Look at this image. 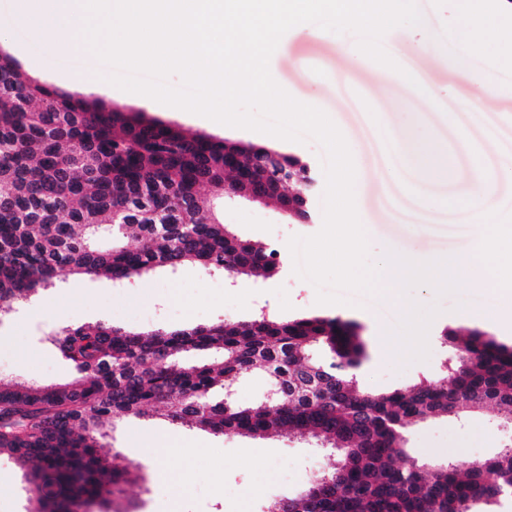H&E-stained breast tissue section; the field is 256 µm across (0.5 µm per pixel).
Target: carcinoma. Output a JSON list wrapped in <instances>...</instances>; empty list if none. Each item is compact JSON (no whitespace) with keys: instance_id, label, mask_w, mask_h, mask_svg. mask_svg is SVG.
Wrapping results in <instances>:
<instances>
[{"instance_id":"cac0c4a2","label":"carcinoma","mask_w":512,"mask_h":512,"mask_svg":"<svg viewBox=\"0 0 512 512\" xmlns=\"http://www.w3.org/2000/svg\"><path fill=\"white\" fill-rule=\"evenodd\" d=\"M234 151L246 183L224 167ZM268 149L188 133L41 84L0 56V315L61 275L115 282L188 264L235 278L279 273L276 253L220 218L224 191L261 193L298 211L309 163ZM137 240L134 248L125 239ZM361 324L336 317L249 320L135 333L106 323L63 327L52 341L75 377L55 386L0 378V454L23 470L45 512H130L117 504L138 466L109 442L114 419L160 412L215 434L281 430L332 449L288 512H475L512 495V448L482 463L408 458L405 429L492 407L512 422V345L479 329L446 328L454 355L442 378L387 392L358 385ZM211 352L186 364L187 353ZM259 373L277 390L249 406L215 399Z\"/></svg>"}]
</instances>
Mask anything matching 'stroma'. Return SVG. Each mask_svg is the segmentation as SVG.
<instances>
[{
	"label": "stroma",
	"instance_id": "1",
	"mask_svg": "<svg viewBox=\"0 0 512 512\" xmlns=\"http://www.w3.org/2000/svg\"><path fill=\"white\" fill-rule=\"evenodd\" d=\"M421 8L426 26L401 27L391 52L401 67L414 70L421 94L396 81L392 70L370 64L366 55H347L345 49L355 39L349 32L336 34L316 26L306 33L289 30L270 59L276 82L296 100L325 111L352 145L356 206L376 263L390 250L424 262L470 248L483 226L468 218L463 204L481 173L499 176L484 199V212L496 211L501 200L512 196V180L501 175L512 162V61H503V84L493 88L467 81L454 66H435L422 50L433 33L467 26L477 36L476 53H491L512 40V10L504 9L501 0H421ZM0 40L28 42L50 72H112L89 51L80 28H72L68 47L60 50L31 40L14 19L12 0H0ZM101 99L190 132L251 140L243 129L204 125L187 112H164L114 86ZM461 100L473 102L475 111H459ZM410 137L431 157L448 161L453 179H432L415 162L391 156L386 141L400 144ZM266 142L310 161L316 175L307 202L311 223L288 218L272 203L228 199L222 214L239 235L279 252L276 278L232 283L193 265L123 286L104 277H62L37 296L18 301L10 315L0 318V375L42 386L70 380L71 363L49 340L54 330L67 325L104 322L134 331L175 330L219 319L246 320L265 311L283 319L341 316L360 321L368 359L358 372L359 384L389 391L440 376L443 328L467 324L494 334L497 301L478 288L440 296L432 285L421 284L401 295L397 307L355 291L345 292V304H317L315 287L294 272L287 242L294 235H314L322 226L324 151L311 139L280 142L270 136ZM405 439L409 455L421 463H478L499 449L512 448V427L487 408L461 419L440 417L409 427ZM112 444L140 467L121 501L134 512H263L268 503L300 493L336 461L335 455L296 435H222L173 425L160 415L118 419ZM159 464L168 481L156 480ZM28 508L19 466L0 455V512Z\"/></svg>",
	"mask_w": 512,
	"mask_h": 512
}]
</instances>
